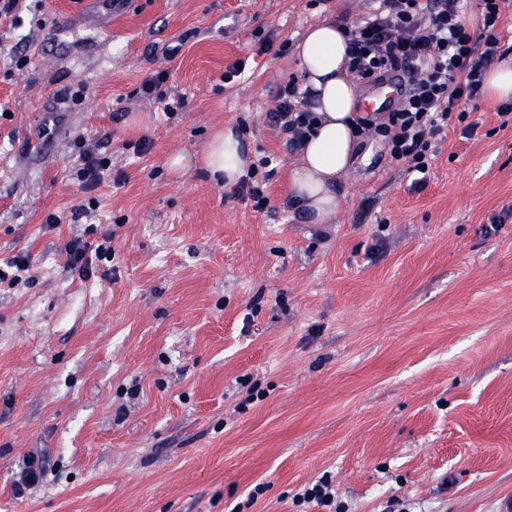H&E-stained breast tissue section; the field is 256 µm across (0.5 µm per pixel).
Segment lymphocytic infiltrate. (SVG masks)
<instances>
[{
	"instance_id": "obj_1",
	"label": "lymphocytic infiltrate",
	"mask_w": 512,
	"mask_h": 512,
	"mask_svg": "<svg viewBox=\"0 0 512 512\" xmlns=\"http://www.w3.org/2000/svg\"><path fill=\"white\" fill-rule=\"evenodd\" d=\"M479 8L471 27L461 0H381L371 16L343 29L352 76L368 85L395 76L406 83L403 98L358 116L356 125L361 138L382 143L392 162L405 165L414 188L426 185L428 153L446 137L449 123L463 122L467 136L475 131L467 108L484 93L487 70L500 51L498 24L512 0H480ZM271 94L269 123L285 135L289 149L298 150L314 117L298 105L295 82L276 85ZM65 252L69 271L87 279L112 248L77 236Z\"/></svg>"
}]
</instances>
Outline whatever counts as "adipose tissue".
<instances>
[{
  "mask_svg": "<svg viewBox=\"0 0 512 512\" xmlns=\"http://www.w3.org/2000/svg\"><path fill=\"white\" fill-rule=\"evenodd\" d=\"M297 58L301 99L318 121L291 168L290 192L311 223L325 224L340 209L339 182L358 144L357 88L345 65V38L336 24L325 21L310 27L298 45ZM169 165L181 173L204 168L228 185L246 172L240 141L221 131L214 133L202 157L177 155Z\"/></svg>",
  "mask_w": 512,
  "mask_h": 512,
  "instance_id": "ef3b65f1",
  "label": "adipose tissue"
}]
</instances>
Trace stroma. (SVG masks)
<instances>
[{
    "label": "stroma",
    "instance_id": "35a3bbf8",
    "mask_svg": "<svg viewBox=\"0 0 512 512\" xmlns=\"http://www.w3.org/2000/svg\"><path fill=\"white\" fill-rule=\"evenodd\" d=\"M377 5L22 0L0 24V261L30 257L0 284V512H321L293 497L326 474L351 512L512 504V114L477 100L419 191L365 143L328 224L290 207L266 123L307 29ZM161 70L171 113L138 95ZM220 128L272 157L265 211L169 169ZM88 147L110 160L90 191ZM82 234L112 245L88 280L63 252ZM31 455L49 468L19 497Z\"/></svg>",
    "mask_w": 512,
    "mask_h": 512
}]
</instances>
